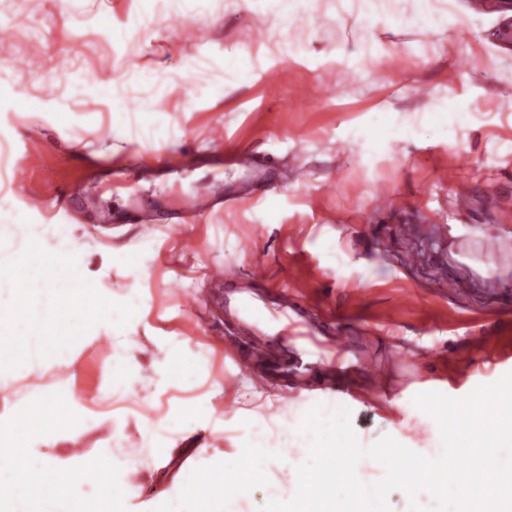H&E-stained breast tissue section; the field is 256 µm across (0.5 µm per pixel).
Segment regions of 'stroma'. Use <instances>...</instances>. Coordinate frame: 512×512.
Listing matches in <instances>:
<instances>
[{"instance_id": "stroma-1", "label": "stroma", "mask_w": 512, "mask_h": 512, "mask_svg": "<svg viewBox=\"0 0 512 512\" xmlns=\"http://www.w3.org/2000/svg\"><path fill=\"white\" fill-rule=\"evenodd\" d=\"M429 5L446 12V26L388 32L384 17L340 0H318L311 15L281 28L242 0H209L201 17L188 0H171L154 16L143 0H0L1 13L37 25L33 38L7 44L12 63L0 64V80L45 103L23 111L0 105V225L19 219L70 239L89 279L136 308L113 332L114 351L129 339L142 345L132 355L140 378L115 387L99 341L81 348L76 377L47 385L38 366L24 368L40 384V401L71 394L83 407L72 434L37 420L33 447L51 438L65 448L75 435L87 448H135L146 423L210 406V429L185 422L164 473L118 464L124 486L139 489L126 512H155L176 500L175 477L189 475L184 449L205 447L215 462L247 434L276 440L286 420L301 422L317 403L349 409L362 446L389 435L427 448L431 430L390 399L430 379L437 392L461 398L512 372V331L499 326L512 321V8L503 0ZM105 17L122 42L103 29ZM343 49L359 55L343 61ZM232 54L250 57L251 68L209 97L194 95L193 73L221 74ZM156 64L163 74L135 87L154 107L155 134L144 138L115 123L111 101L93 85ZM272 69L277 82L264 83L261 73ZM451 101L465 104L466 121L447 111ZM60 105L79 122L58 123ZM382 121L381 139L360 137ZM217 122L225 148L277 157L271 188L239 191V173L216 160ZM186 147L200 168L180 166ZM126 155L139 162L113 188L110 163ZM298 170L307 182L295 179ZM460 179L473 189L465 211L451 192ZM74 182L85 192L61 198ZM202 186L235 193L234 205L175 226L179 203ZM33 192L50 210L27 208L23 198ZM185 237L195 251L182 249ZM212 264L235 282L257 265L274 281L291 270L362 352L356 382L289 399L275 382L258 384L257 369L238 367L225 352L243 337L208 294ZM179 337L187 360L201 366L188 380L168 382L153 367ZM389 363L393 371L378 377Z\"/></svg>"}]
</instances>
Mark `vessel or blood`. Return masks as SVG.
<instances>
[{
	"label": "vessel or blood",
	"mask_w": 512,
	"mask_h": 512,
	"mask_svg": "<svg viewBox=\"0 0 512 512\" xmlns=\"http://www.w3.org/2000/svg\"><path fill=\"white\" fill-rule=\"evenodd\" d=\"M229 162L244 174L257 176L267 168L269 159L244 150L231 154ZM225 279L223 266L209 267L212 297L221 298L225 315L251 337L237 363L261 366V380H282V393L287 397L306 393L313 381L304 358L329 369L345 365L348 337L334 328V315L314 312L297 286L287 281L270 283L273 295L268 298L251 288L225 287Z\"/></svg>",
	"instance_id": "obj_1"
}]
</instances>
